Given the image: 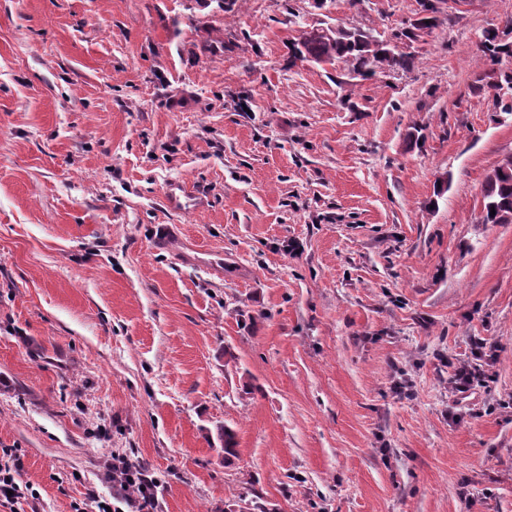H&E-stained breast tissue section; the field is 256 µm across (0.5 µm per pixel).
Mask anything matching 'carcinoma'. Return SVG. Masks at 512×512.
<instances>
[{
    "label": "carcinoma",
    "mask_w": 512,
    "mask_h": 512,
    "mask_svg": "<svg viewBox=\"0 0 512 512\" xmlns=\"http://www.w3.org/2000/svg\"><path fill=\"white\" fill-rule=\"evenodd\" d=\"M418 26L411 23L395 30L391 36L381 39L360 27L336 25L335 28L317 27L302 31L299 40L294 43L300 56L317 62H342L356 75L368 78L377 74L382 65L391 72H409L415 67L416 56L408 50H400L396 43L404 39L413 40ZM480 52L489 68L479 78L481 84L474 86L500 91L496 95L495 106L502 112H512V72L494 73V66L501 59L512 56V47L498 41L493 33H488L481 44ZM484 223H495L491 211L512 210V168L498 170L493 176L486 177L482 190ZM218 436L224 447V457L237 453L236 434L224 425L219 427Z\"/></svg>",
    "instance_id": "obj_1"
}]
</instances>
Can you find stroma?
Here are the masks:
<instances>
[{"label": "stroma", "mask_w": 512, "mask_h": 512, "mask_svg": "<svg viewBox=\"0 0 512 512\" xmlns=\"http://www.w3.org/2000/svg\"><path fill=\"white\" fill-rule=\"evenodd\" d=\"M417 9L0 0V448L40 494L16 512L111 497L116 453L159 512H512V223L480 221L512 115L472 89L512 0H446L391 76L289 51ZM179 179L204 208H165ZM166 224L230 267L157 248ZM475 337L497 354L463 397Z\"/></svg>", "instance_id": "1"}]
</instances>
